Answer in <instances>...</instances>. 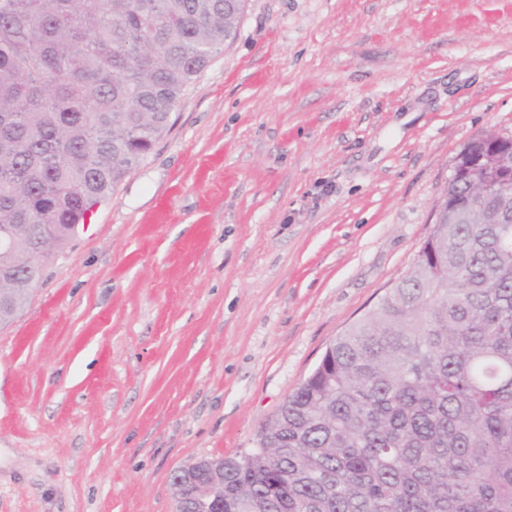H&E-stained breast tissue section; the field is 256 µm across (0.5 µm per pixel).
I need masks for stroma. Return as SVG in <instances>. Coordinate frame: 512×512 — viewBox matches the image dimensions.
I'll use <instances>...</instances> for the list:
<instances>
[{"mask_svg":"<svg viewBox=\"0 0 512 512\" xmlns=\"http://www.w3.org/2000/svg\"><path fill=\"white\" fill-rule=\"evenodd\" d=\"M512 136V0H246L145 160L0 322V512H173Z\"/></svg>","mask_w":512,"mask_h":512,"instance_id":"35a3bbf8","label":"stroma"}]
</instances>
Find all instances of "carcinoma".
Returning <instances> with one entry per match:
<instances>
[{
    "instance_id": "obj_1",
    "label": "carcinoma",
    "mask_w": 512,
    "mask_h": 512,
    "mask_svg": "<svg viewBox=\"0 0 512 512\" xmlns=\"http://www.w3.org/2000/svg\"><path fill=\"white\" fill-rule=\"evenodd\" d=\"M245 0H0V320L69 224L147 156ZM452 180L498 212L486 187ZM433 258L352 323L257 446L224 458L217 512H512V223L436 224ZM282 492L271 498L266 477Z\"/></svg>"
}]
</instances>
